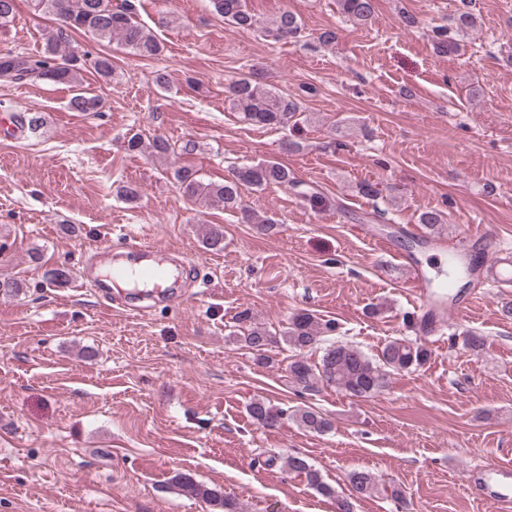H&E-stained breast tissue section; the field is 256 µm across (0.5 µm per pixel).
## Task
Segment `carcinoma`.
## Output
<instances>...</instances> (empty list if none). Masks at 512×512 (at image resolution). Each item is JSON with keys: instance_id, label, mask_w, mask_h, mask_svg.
Instances as JSON below:
<instances>
[{"instance_id": "1", "label": "carcinoma", "mask_w": 512, "mask_h": 512, "mask_svg": "<svg viewBox=\"0 0 512 512\" xmlns=\"http://www.w3.org/2000/svg\"><path fill=\"white\" fill-rule=\"evenodd\" d=\"M211 3L214 12L228 24L243 29H252L257 25L256 19L247 10L246 0H211ZM462 4L466 10L459 11L453 18L455 29L461 32L478 25V17L467 9L469 0H462ZM34 6L37 11L52 15L54 27L45 33L41 52L32 54L9 51L0 54L1 84L75 83L80 61L87 56L73 39L77 31L88 32L101 41L115 40L130 53L140 57L153 58L162 52L159 41L133 18L134 6L130 0H121L119 3L116 0H34ZM339 6L344 18L359 25L367 23L374 13V0H339ZM15 14L16 0H0V29L10 26ZM302 32L300 20L288 10L281 12L262 30L263 36L271 38L275 43L296 41ZM435 45L441 53L456 48V43L448 36V27H437ZM225 93L231 110L247 124L281 126L300 112L298 103L276 94L252 72L233 81ZM69 105L75 112H97L102 108V99L79 92L70 99ZM126 150L147 152L161 158L173 151L174 147L162 136H155L146 142L134 135L127 140ZM173 179L176 187L187 198L224 209L238 207L244 186L260 189L270 185L298 187V181L287 166L270 160L240 167L222 183L205 184L185 168L175 170ZM419 223L430 232L439 233L442 224L446 223V216L439 210L424 211L419 215ZM203 243L209 250H222L224 226L205 225ZM236 321L245 329L239 341L256 351L260 360L269 359L266 352L268 346L274 343L281 342L296 351L288 363V378L303 391H315L322 384L352 399L367 398L383 391L390 375L422 367L431 355L422 343L395 338L387 341L375 356L370 357L352 345L328 340L337 330L336 323L322 321L309 311L298 312L289 318L288 326L279 337L253 323L247 309L237 314ZM326 341L329 345L324 349L319 362L311 363L300 354V351ZM248 412L259 425L266 428H277L282 420L290 416L309 432L322 434L331 429V422L311 406L300 408L290 415L288 411L257 398L249 404ZM281 467L290 474L305 478L307 484L319 494L336 496V488L325 482L304 457L289 454L282 458ZM175 483L188 495L207 500L218 512H237L234 500L195 482L188 475L176 476ZM349 484L358 499L387 492L394 499L400 498L398 489H388L377 481L373 473L366 470L351 472Z\"/></svg>"}]
</instances>
